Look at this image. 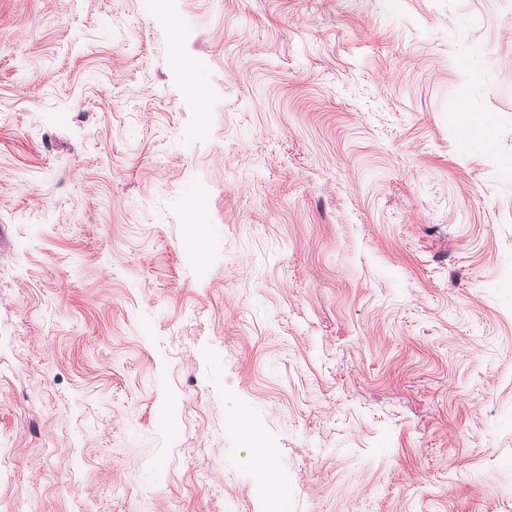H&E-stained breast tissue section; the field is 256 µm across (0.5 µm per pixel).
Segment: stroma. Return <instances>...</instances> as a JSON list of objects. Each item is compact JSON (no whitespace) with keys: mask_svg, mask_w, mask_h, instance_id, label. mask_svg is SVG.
<instances>
[{"mask_svg":"<svg viewBox=\"0 0 512 512\" xmlns=\"http://www.w3.org/2000/svg\"><path fill=\"white\" fill-rule=\"evenodd\" d=\"M259 478L512 512V0H0V501Z\"/></svg>","mask_w":512,"mask_h":512,"instance_id":"35a3bbf8","label":"stroma"}]
</instances>
